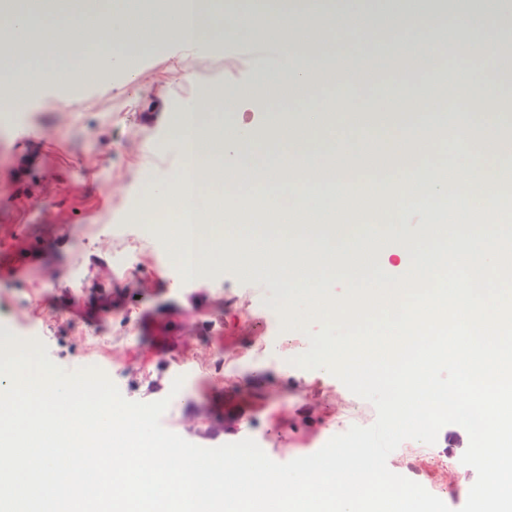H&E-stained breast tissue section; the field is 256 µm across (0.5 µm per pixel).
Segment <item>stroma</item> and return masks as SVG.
Here are the masks:
<instances>
[{"mask_svg":"<svg viewBox=\"0 0 512 512\" xmlns=\"http://www.w3.org/2000/svg\"><path fill=\"white\" fill-rule=\"evenodd\" d=\"M391 53L388 47L372 48L358 77L344 84L324 79L288 99L246 104L240 116L218 100L212 112L230 130L241 116L258 126L273 113L295 119L312 99L351 98L379 106L402 97L412 84L437 80L441 68L485 71L512 98V69L487 67L475 56L446 55L413 69L376 71V62ZM259 54L272 61L278 51L267 45L254 52L242 38L225 39L223 49L211 54L172 44L144 53L133 82L98 79L88 87L77 85L69 100L47 97L0 114V249L15 259L28 245L39 252L20 277L0 278V329L41 341L51 360L67 370L89 366L91 335L111 339V354L100 366L130 401L167 397L174 370L185 364L235 359L236 369L224 381L185 378L175 394L177 418L167 428L202 447L251 438L272 460L285 463L315 453L351 426L372 425L374 405L325 370L291 365L309 343L306 334L280 327L275 308L284 298L281 283L244 276L230 263L205 280L181 281L163 244L133 216L179 166L168 128L182 100L217 88L232 97L251 82ZM30 158L44 174L33 203L14 192ZM370 177L362 169L356 182L346 184L344 200L351 211L343 221L379 239L391 227L364 215ZM132 243L139 267L120 269L117 261ZM161 303L187 312L177 345L168 352L147 344L149 314ZM195 305L208 307L209 315L191 316ZM254 386L264 388L265 398L241 404L240 392ZM218 399L224 402L220 426L204 419L206 403ZM468 445L467 432L448 425L435 444L404 441L387 465L400 471L413 461L427 491L459 512L477 477L460 462ZM445 457L453 458V469L437 466Z\"/></svg>","mask_w":512,"mask_h":512,"instance_id":"35a3bbf8","label":"stroma"}]
</instances>
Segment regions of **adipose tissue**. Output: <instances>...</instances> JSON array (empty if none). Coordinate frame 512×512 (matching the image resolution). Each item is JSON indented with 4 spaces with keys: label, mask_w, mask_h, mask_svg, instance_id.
Masks as SVG:
<instances>
[{
    "label": "adipose tissue",
    "mask_w": 512,
    "mask_h": 512,
    "mask_svg": "<svg viewBox=\"0 0 512 512\" xmlns=\"http://www.w3.org/2000/svg\"><path fill=\"white\" fill-rule=\"evenodd\" d=\"M286 15L283 22L248 19L217 10L215 0H64L37 20L28 13L9 16L11 42L0 49V111L22 106L47 86L65 95L89 71L135 76L142 51L172 41L219 46L228 34L279 50L276 64L258 67L253 83L226 100L233 109L259 94L281 97L319 82L322 63L315 53L336 35L356 34L375 43L398 31V51L377 62L380 71L414 66L440 52L477 55L494 68L512 66V42L500 37L512 30V0H359L348 9L338 8L335 0H290ZM447 94L487 122L478 141L468 126L451 129L455 165L465 175L457 200L461 216L498 215L512 223V209L498 199L491 173L470 153L476 141L482 155L512 166V137L501 131L512 116L499 106L500 88L479 70L464 76L444 72L438 82L410 86L399 103L384 110L388 137L368 145L357 134L372 114L351 100L310 102L299 119L271 137L243 120L228 135L223 120L209 112L218 91L205 92L174 113L170 141L185 165L148 196L137 218L164 242L184 281L221 273L229 261L245 274L280 280L296 292L334 279L359 282L373 268L417 257L412 235L398 228L374 243L350 235L343 224L313 221L275 231L245 225L242 212H263L262 202L244 196L227 206L220 187L256 182L270 191L292 189L326 169H388L395 156L424 157L439 136L425 117ZM392 191L406 210L423 213L427 224L442 222L447 213L446 169L434 167L422 176L406 171ZM341 236L348 239L343 249L334 245ZM231 239L240 241V248L227 250Z\"/></svg>",
    "instance_id": "1"
}]
</instances>
